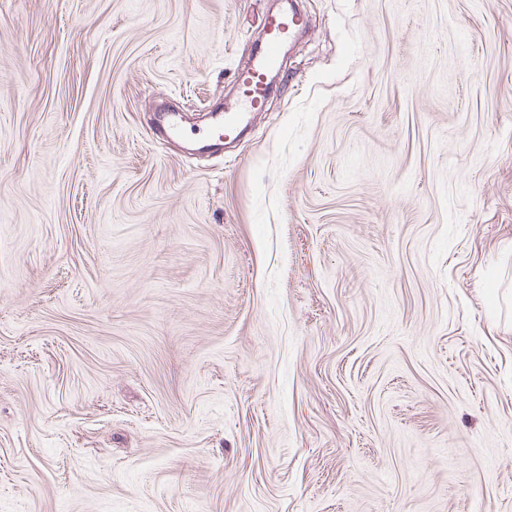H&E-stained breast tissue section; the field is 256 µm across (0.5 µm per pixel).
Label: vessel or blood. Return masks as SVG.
Instances as JSON below:
<instances>
[{"label": "vessel or blood", "instance_id": "b4317fda", "mask_svg": "<svg viewBox=\"0 0 512 512\" xmlns=\"http://www.w3.org/2000/svg\"><path fill=\"white\" fill-rule=\"evenodd\" d=\"M297 24V19L287 13L267 14L263 24L264 36L256 45L250 63L235 74L239 96L233 104L225 107L224 119L217 127L225 137L235 136L250 110L258 108L264 100L268 74L276 68L283 45Z\"/></svg>", "mask_w": 512, "mask_h": 512}]
</instances>
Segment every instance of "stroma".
Masks as SVG:
<instances>
[{"label": "stroma", "mask_w": 512, "mask_h": 512, "mask_svg": "<svg viewBox=\"0 0 512 512\" xmlns=\"http://www.w3.org/2000/svg\"><path fill=\"white\" fill-rule=\"evenodd\" d=\"M298 4L0 0V512H512V0ZM298 25L293 14L269 13L263 24V39L255 46L250 63L235 74L239 96L224 108V119L218 125V139L235 136L250 110L257 109L265 99L268 74L277 67L283 45ZM224 132V133H223Z\"/></svg>", "instance_id": "1"}]
</instances>
